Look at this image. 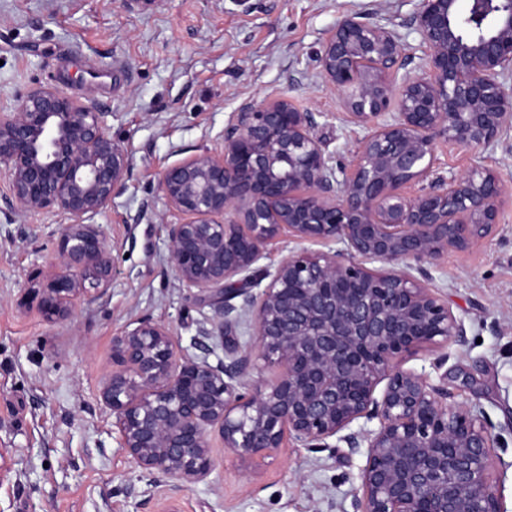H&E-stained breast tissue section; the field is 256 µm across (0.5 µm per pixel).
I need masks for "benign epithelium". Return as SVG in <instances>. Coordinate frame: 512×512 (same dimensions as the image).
Wrapping results in <instances>:
<instances>
[{
	"label": "benign epithelium",
	"mask_w": 512,
	"mask_h": 512,
	"mask_svg": "<svg viewBox=\"0 0 512 512\" xmlns=\"http://www.w3.org/2000/svg\"><path fill=\"white\" fill-rule=\"evenodd\" d=\"M458 2L417 0L409 50L358 13L327 34L321 74L342 95L346 122L364 131L349 164L326 153L315 113L278 94L233 113L221 154L163 171L160 192L188 217L167 225L178 278L200 301L220 299L224 322L249 315L256 345L226 343L212 365L148 319L114 339L101 396L143 471L206 479L213 429L252 460L277 455L287 437L313 450L334 438L367 448L356 512H505L484 412L448 403L447 388L398 365L464 336L423 263L494 236L512 197V181L479 162L437 173L439 143L486 149L512 127V0H493L470 32L457 25ZM415 57L419 75L406 71ZM0 167L7 207L71 219L57 242L69 272L36 294L43 316L62 320L111 277L104 233L85 219L111 203L128 156L92 104L39 86L0 115ZM283 235L344 249L292 250L274 271L257 268ZM265 279L257 292L246 287ZM259 362L274 379L250 378ZM359 419L377 426L345 433Z\"/></svg>",
	"instance_id": "benign-epithelium-1"
}]
</instances>
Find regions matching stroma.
<instances>
[{
    "instance_id": "stroma-1",
    "label": "stroma",
    "mask_w": 512,
    "mask_h": 512,
    "mask_svg": "<svg viewBox=\"0 0 512 512\" xmlns=\"http://www.w3.org/2000/svg\"><path fill=\"white\" fill-rule=\"evenodd\" d=\"M416 0H0V114L38 85L93 104L106 132L129 156L100 225L112 261L108 288L92 290L70 315L47 321L34 295L63 267L56 256L69 219L58 212L6 207L0 170V512H356L361 448L314 452L285 440L275 457L252 463L211 436L215 467L186 485L150 479L119 444L101 388L112 372V342L134 322L164 325L192 357L207 329L210 363L223 341L253 345L249 321L224 325L179 280L168 225L180 222L158 182L169 166L219 154L233 112L273 93L319 115L316 134L338 162H349L362 132L344 120L338 91L322 77L317 53L345 15L394 29L403 43L418 36L407 22ZM105 76L91 82L86 65ZM512 180V129L489 150L439 145L441 173L475 162ZM429 287L465 329L435 368L426 347L406 367L453 400L477 404L499 443L492 477L512 512V205L499 231L468 252L428 263Z\"/></svg>"
}]
</instances>
